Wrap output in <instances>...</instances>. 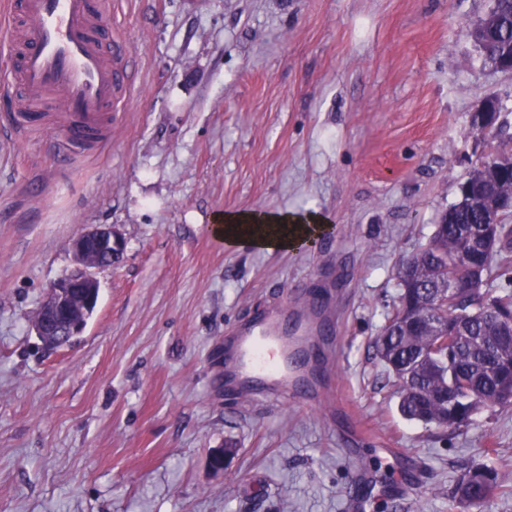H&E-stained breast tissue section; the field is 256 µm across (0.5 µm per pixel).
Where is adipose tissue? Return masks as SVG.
Here are the masks:
<instances>
[{"instance_id": "adipose-tissue-1", "label": "adipose tissue", "mask_w": 512, "mask_h": 512, "mask_svg": "<svg viewBox=\"0 0 512 512\" xmlns=\"http://www.w3.org/2000/svg\"><path fill=\"white\" fill-rule=\"evenodd\" d=\"M324 224V218L317 214L221 212L213 216L211 231L231 246L291 250L323 231Z\"/></svg>"}]
</instances>
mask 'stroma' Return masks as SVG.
I'll return each mask as SVG.
<instances>
[{
    "label": "stroma",
    "mask_w": 512,
    "mask_h": 512,
    "mask_svg": "<svg viewBox=\"0 0 512 512\" xmlns=\"http://www.w3.org/2000/svg\"><path fill=\"white\" fill-rule=\"evenodd\" d=\"M491 0H112L137 87L111 133L60 164L51 127L19 130L0 93V512H343L351 472L374 508L448 512L496 449L512 486V406L441 432L404 419L373 341L396 266L429 240L491 151L471 115L512 113V74L466 31ZM307 212L330 229L295 252L232 248L218 212ZM109 224L83 333L46 349L30 320ZM332 283L335 350L316 409L224 388V335L277 297ZM360 423L366 442L345 440ZM422 464L404 496L378 447ZM235 455L213 470L209 455Z\"/></svg>",
    "instance_id": "35a3bbf8"
}]
</instances>
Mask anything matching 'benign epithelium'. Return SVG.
<instances>
[{
  "label": "benign epithelium",
  "mask_w": 512,
  "mask_h": 512,
  "mask_svg": "<svg viewBox=\"0 0 512 512\" xmlns=\"http://www.w3.org/2000/svg\"><path fill=\"white\" fill-rule=\"evenodd\" d=\"M72 268L53 283L35 315L33 330L38 336H59V346L82 333L95 311L100 293L98 274L119 262L124 255L122 236L110 225H97L71 239Z\"/></svg>",
  "instance_id": "benign-epithelium-1"
}]
</instances>
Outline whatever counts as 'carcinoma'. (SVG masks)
<instances>
[{"instance_id":"1","label":"carcinoma","mask_w":512,"mask_h":512,"mask_svg":"<svg viewBox=\"0 0 512 512\" xmlns=\"http://www.w3.org/2000/svg\"><path fill=\"white\" fill-rule=\"evenodd\" d=\"M481 55L484 64L512 65V0H492ZM468 187L434 225L428 242L399 264L394 310L375 338L377 356L398 384L399 410L409 419L442 429L468 425L481 410L511 406L512 340L501 333L498 313L512 312V224L499 217L498 200L512 196V173L485 171L466 179ZM507 284L493 287L492 267ZM479 271L477 288L460 297L458 314L448 319V304L438 296L448 282ZM465 329L453 348L438 343V326ZM502 488L488 462L472 467L449 499L454 512L464 504L483 506Z\"/></svg>"}]
</instances>
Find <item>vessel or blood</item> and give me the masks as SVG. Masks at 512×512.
Returning <instances> with one entry per match:
<instances>
[{"instance_id":"1","label":"vessel or blood","mask_w":512,"mask_h":512,"mask_svg":"<svg viewBox=\"0 0 512 512\" xmlns=\"http://www.w3.org/2000/svg\"><path fill=\"white\" fill-rule=\"evenodd\" d=\"M111 17L112 0H0L14 55L6 88L15 98L16 121L27 127L40 113H56L55 146L67 157L111 133L134 86L130 51ZM328 316L310 293L238 322L225 341V387L280 403L318 404L317 370L294 357L310 349ZM373 484L370 471L356 472L344 512H370Z\"/></svg>"}]
</instances>
